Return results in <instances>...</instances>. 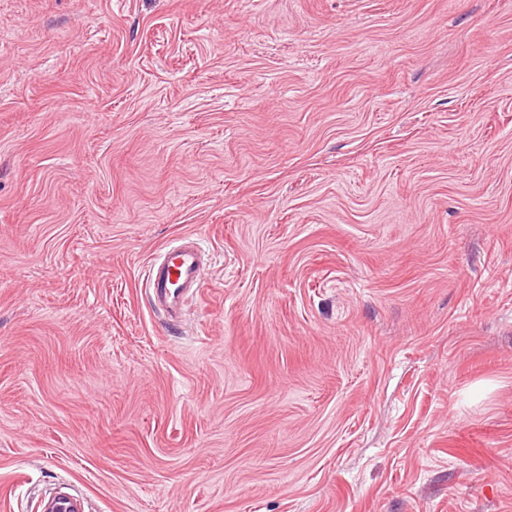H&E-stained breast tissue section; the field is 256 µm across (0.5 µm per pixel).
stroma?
Returning <instances> with one entry per match:
<instances>
[{
  "instance_id": "35a3bbf8",
  "label": "stroma",
  "mask_w": 512,
  "mask_h": 512,
  "mask_svg": "<svg viewBox=\"0 0 512 512\" xmlns=\"http://www.w3.org/2000/svg\"><path fill=\"white\" fill-rule=\"evenodd\" d=\"M57 492L512 512V0H0V512ZM204 255L195 240L180 239L150 264L148 288L152 306L171 317L182 314L189 295L201 287Z\"/></svg>"
}]
</instances>
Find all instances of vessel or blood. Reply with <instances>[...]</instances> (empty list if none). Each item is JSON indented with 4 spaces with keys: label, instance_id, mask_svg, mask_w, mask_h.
<instances>
[{
    "label": "vessel or blood",
    "instance_id": "vessel-or-blood-1",
    "mask_svg": "<svg viewBox=\"0 0 512 512\" xmlns=\"http://www.w3.org/2000/svg\"><path fill=\"white\" fill-rule=\"evenodd\" d=\"M203 262L199 243L190 239L179 240L160 253L149 267L153 307L173 317L181 315L189 295L201 286ZM44 508L46 512H86V503L76 494H56Z\"/></svg>",
    "mask_w": 512,
    "mask_h": 512
}]
</instances>
